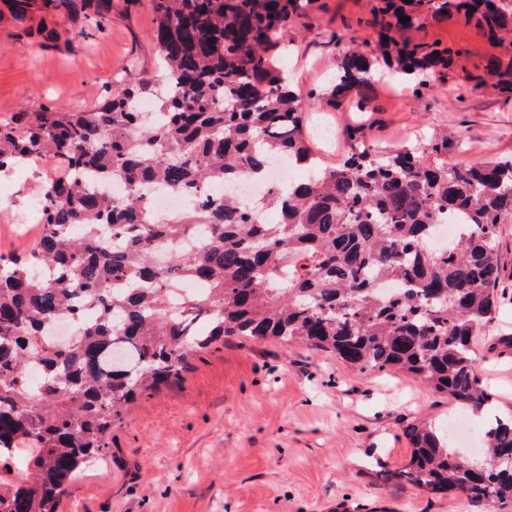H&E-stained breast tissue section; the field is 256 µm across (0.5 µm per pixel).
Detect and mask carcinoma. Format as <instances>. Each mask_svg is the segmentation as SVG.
<instances>
[{
	"instance_id": "carcinoma-1",
	"label": "carcinoma",
	"mask_w": 512,
	"mask_h": 512,
	"mask_svg": "<svg viewBox=\"0 0 512 512\" xmlns=\"http://www.w3.org/2000/svg\"><path fill=\"white\" fill-rule=\"evenodd\" d=\"M0 1L18 37L40 46L61 34L29 26L37 12L70 17L69 44L112 22V0ZM150 3L160 82L132 73L92 111L0 118V177L30 160L59 167L44 180L42 237L23 256L0 255V512H54L138 395L178 377L189 353L232 337L322 348L361 373L398 369L465 409L490 400L477 348L503 307L499 225L512 220V158L461 166L448 160L446 134L387 147L353 126L347 154L327 165L306 109L365 99L380 67L432 88L460 52L394 33L458 15L494 40L511 37L512 0H376L379 50L345 42L323 98L296 93L284 55L272 53L313 0ZM487 69L511 97L512 57ZM280 162L305 176L269 187L260 207L213 198L224 182L262 181ZM159 187L195 207L160 219L149 208ZM448 218L461 236L430 246ZM381 281L394 291L380 292ZM61 318L76 324L67 344L48 333ZM406 435L409 463L387 479L512 502V416L486 427L474 466L424 423Z\"/></svg>"
}]
</instances>
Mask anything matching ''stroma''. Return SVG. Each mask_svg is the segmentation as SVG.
<instances>
[{"instance_id":"1","label":"stroma","mask_w":512,"mask_h":512,"mask_svg":"<svg viewBox=\"0 0 512 512\" xmlns=\"http://www.w3.org/2000/svg\"><path fill=\"white\" fill-rule=\"evenodd\" d=\"M105 32L43 48L16 40L0 21V118L100 103L136 61L150 78L158 59L149 0H113ZM309 32L290 45L286 76L322 90L337 43L377 38L368 0H316ZM412 43L463 55L431 91L375 81L364 112L326 109L336 129L361 122L394 146L444 130L448 156L465 164L512 157V98L486 87L489 59L512 57L477 24L451 16L406 30ZM502 286L510 297L482 337L479 376L512 411V222L500 231ZM446 431L448 446L478 458L485 424L402 371L361 373L335 354L275 340L231 338L189 355L180 377L148 391L109 438L104 458L76 479L57 512H488L464 494L435 496L386 481L411 456L409 421Z\"/></svg>"}]
</instances>
